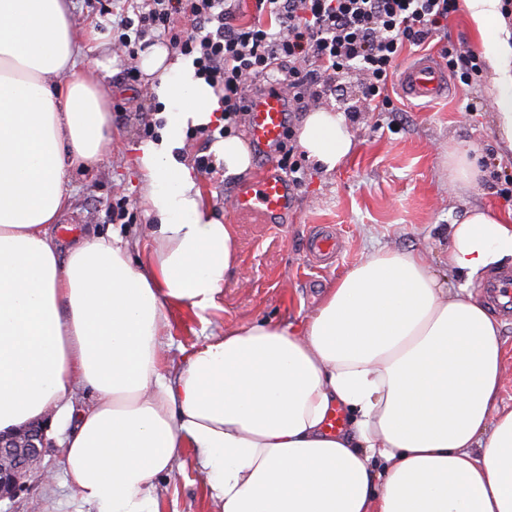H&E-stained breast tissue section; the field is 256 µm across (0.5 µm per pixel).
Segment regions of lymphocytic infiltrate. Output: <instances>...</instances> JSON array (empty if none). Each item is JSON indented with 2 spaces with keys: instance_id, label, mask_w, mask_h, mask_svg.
Returning <instances> with one entry per match:
<instances>
[{
  "instance_id": "obj_1",
  "label": "lymphocytic infiltrate",
  "mask_w": 512,
  "mask_h": 512,
  "mask_svg": "<svg viewBox=\"0 0 512 512\" xmlns=\"http://www.w3.org/2000/svg\"><path fill=\"white\" fill-rule=\"evenodd\" d=\"M257 17L240 21L229 0H143L121 19L119 42L135 53L146 35L192 56L195 74L221 93L224 119L245 110L247 82L284 73L288 109L357 86L369 112H392V76L410 47L437 44L448 75L472 86L479 55L448 38L460 0H254Z\"/></svg>"
}]
</instances>
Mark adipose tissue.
Instances as JSON below:
<instances>
[{"instance_id": "1", "label": "adipose tissue", "mask_w": 512, "mask_h": 512, "mask_svg": "<svg viewBox=\"0 0 512 512\" xmlns=\"http://www.w3.org/2000/svg\"><path fill=\"white\" fill-rule=\"evenodd\" d=\"M499 0H465L499 89L512 151V29ZM71 0H0V432L70 419L69 480L92 512H159L158 485L192 451L215 512H512V405L500 326L467 280L512 263V212L472 208L448 227V276L380 249L293 325L225 330L165 367L175 309H217L237 265L231 225L175 159L218 97L166 46L140 67L162 104L136 165L151 224L133 264L120 237L60 252L66 169L112 147L110 91L86 63ZM298 142L332 171L352 147L343 113H308ZM348 421L336 434L333 409Z\"/></svg>"}]
</instances>
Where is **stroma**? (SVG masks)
I'll use <instances>...</instances> for the list:
<instances>
[{"label": "stroma", "instance_id": "stroma-1", "mask_svg": "<svg viewBox=\"0 0 512 512\" xmlns=\"http://www.w3.org/2000/svg\"><path fill=\"white\" fill-rule=\"evenodd\" d=\"M133 7L132 0H74L76 21L93 24L97 33L88 64L109 68L104 82L112 89L114 144L111 152L88 166L67 171L64 181L72 207L52 233L64 250L88 236L108 241L117 235L129 243L136 260L150 218L133 157L139 144L158 139L162 106L146 76L133 83L123 78L131 61L121 53L115 27L121 18L133 16ZM498 96L483 80L462 90L449 89L428 103L404 100L400 112H356L352 97H321L315 108L346 112L354 142L351 154L330 172L314 166L300 149L297 134L305 114L292 113L285 143L300 170L295 210L284 224H268L233 208L232 190L249 181L250 173L228 175L220 163L201 171L209 207L233 227L239 263L224 282L219 309L206 320L174 312L167 338L171 358H179L181 348L224 326L299 322L318 304L325 288L375 249L422 253L434 272L446 274L449 225L473 207L512 212V200L500 193L512 180V153L500 147L496 133ZM143 112L151 116V127L141 122ZM457 144L470 146L485 163L486 174L475 185L462 187L448 178V150ZM121 197L128 206L117 216L112 202ZM328 232L341 237L343 250L332 258H315L311 243ZM46 438L43 475L14 499L0 502V512H89L64 473L65 432L52 426ZM161 487V512H211L191 455H184L179 469L162 477Z\"/></svg>", "mask_w": 512, "mask_h": 512}]
</instances>
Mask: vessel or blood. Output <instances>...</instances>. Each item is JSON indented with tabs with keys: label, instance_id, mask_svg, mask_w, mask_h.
Instances as JSON below:
<instances>
[{
	"label": "vessel or blood",
	"instance_id": "b4317fda",
	"mask_svg": "<svg viewBox=\"0 0 512 512\" xmlns=\"http://www.w3.org/2000/svg\"><path fill=\"white\" fill-rule=\"evenodd\" d=\"M406 97L433 100L448 89V73L436 58L422 57L407 65L399 78ZM249 139L265 165L256 177L244 183L234 195L239 212L261 216L267 223H279L295 209L294 185L280 170L271 151L283 139L288 98L279 90H260L247 99ZM491 308L512 320V267L489 275L481 285Z\"/></svg>",
	"mask_w": 512,
	"mask_h": 512
}]
</instances>
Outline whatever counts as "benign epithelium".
I'll return each mask as SVG.
<instances>
[{
    "mask_svg": "<svg viewBox=\"0 0 512 512\" xmlns=\"http://www.w3.org/2000/svg\"><path fill=\"white\" fill-rule=\"evenodd\" d=\"M46 428L44 418L11 434H0V501L14 497L40 472Z\"/></svg>",
    "mask_w": 512,
    "mask_h": 512,
    "instance_id": "obj_1",
    "label": "benign epithelium"
}]
</instances>
